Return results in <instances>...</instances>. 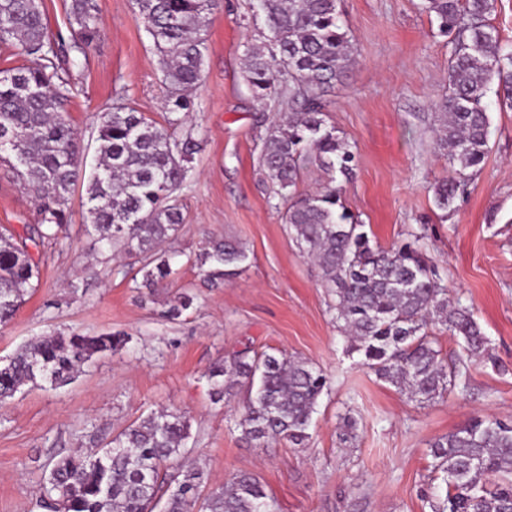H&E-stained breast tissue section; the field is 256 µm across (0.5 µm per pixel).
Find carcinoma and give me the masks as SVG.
<instances>
[{"label":"carcinoma","mask_w":512,"mask_h":512,"mask_svg":"<svg viewBox=\"0 0 512 512\" xmlns=\"http://www.w3.org/2000/svg\"><path fill=\"white\" fill-rule=\"evenodd\" d=\"M160 56L165 105L161 125L127 105L101 117L96 163L87 176L85 230L105 244H120L140 257L142 288H155L174 271L160 246L173 238L184 216L176 193L197 150L179 139L175 115L193 107L203 74L209 14L215 0H135ZM496 0H425L439 28L453 36L448 94L435 103V148L445 152L454 175L435 186L441 209L464 190L489 153L486 102L495 91L499 108L512 110V48L502 44L489 16ZM263 19L260 44L248 49L246 80L254 98L276 93L281 116L265 119L258 169L268 200L284 208L285 223L321 270L336 296L337 326L360 365L400 393L430 403L470 386L468 361L485 356L487 337L471 311L448 303V289L418 242L381 248L365 225L342 206V182L355 159L353 146L326 124L324 93L342 82L353 57L340 23L338 0H252ZM70 37L53 35L38 0H0V44L15 45L27 63L0 71V140L14 139L22 167L16 170L33 194L39 221L19 242L0 232V324L12 319L39 261L27 242L48 249L70 223L68 202L83 174L80 136L68 106L77 93L74 66L97 41L96 0H71ZM327 175L319 187L293 200L304 170ZM249 256L237 240L209 241L194 263L207 281L239 274ZM460 339L464 357L441 356L438 335ZM110 334L56 333L30 342L0 363V402L25 386L71 382L96 355L112 350ZM210 397L220 403L243 387L247 401L239 426L257 445L286 439L302 446L329 380L311 362L284 353L224 358L206 373ZM189 421L163 410L136 421L105 447L62 457L45 470L40 506L45 512H193L202 472L186 467ZM432 470L445 497L425 494L432 512H512V420L475 417L430 447ZM203 512H274L260 480L236 474L224 491L206 497Z\"/></svg>","instance_id":"cac0c4a2"}]
</instances>
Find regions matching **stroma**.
Instances as JSON below:
<instances>
[{
    "mask_svg": "<svg viewBox=\"0 0 512 512\" xmlns=\"http://www.w3.org/2000/svg\"><path fill=\"white\" fill-rule=\"evenodd\" d=\"M249 3L216 0L195 109L180 115L178 136L192 135L198 149L178 193L184 222L165 245L176 254L170 284L137 287L135 258L117 257L85 233L80 184L66 235L13 319L0 324V359L57 332L126 339L70 384L29 387L0 403V512H41L49 460L102 447L163 409L190 423L189 455L205 472L204 493L247 472L277 512H430L422 494L432 478L431 444L476 415L512 419V110L490 104L489 154L451 209H439L432 186L450 169L433 141L434 104L448 92L453 45L424 0H340L354 62L326 96V120L355 147L342 201L381 247L423 234L449 300L470 307L489 340L485 357L470 364L469 393L421 404L359 366L319 268L268 201L256 164L258 119L281 106L273 96L257 101L245 79V52L259 41ZM97 7L100 37L75 69L78 92L68 107L90 158L113 103L166 118L158 56L134 0ZM37 220L34 200L0 163V225L19 236ZM210 236L238 240L249 256L239 275L214 288L193 263ZM182 293L193 303L170 317ZM247 345L306 359L328 375L306 447L249 445L239 427L245 394L223 405L211 400L206 371ZM347 417L357 423L350 448L338 440Z\"/></svg>",
    "mask_w": 512,
    "mask_h": 512,
    "instance_id": "obj_1",
    "label": "stroma"
}]
</instances>
